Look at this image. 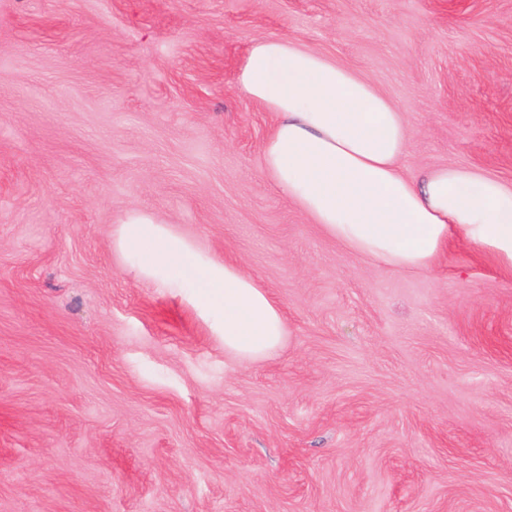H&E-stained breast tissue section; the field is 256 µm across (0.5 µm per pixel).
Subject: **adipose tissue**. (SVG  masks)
<instances>
[{
    "instance_id": "ef3b65f1",
    "label": "adipose tissue",
    "mask_w": 512,
    "mask_h": 512,
    "mask_svg": "<svg viewBox=\"0 0 512 512\" xmlns=\"http://www.w3.org/2000/svg\"><path fill=\"white\" fill-rule=\"evenodd\" d=\"M235 88L276 116L262 146L263 177L355 256L424 272L456 239L512 270V185L455 166L405 174L403 114L349 67L259 37ZM116 245L140 277L184 290L226 352L252 362L281 347V311L237 264L197 253L140 212L120 222Z\"/></svg>"
}]
</instances>
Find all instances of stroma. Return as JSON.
<instances>
[{
	"mask_svg": "<svg viewBox=\"0 0 512 512\" xmlns=\"http://www.w3.org/2000/svg\"><path fill=\"white\" fill-rule=\"evenodd\" d=\"M512 185V0H0V512H512V271L354 256L261 176L259 37ZM149 213L269 293L241 362L114 243Z\"/></svg>",
	"mask_w": 512,
	"mask_h": 512,
	"instance_id": "35a3bbf8",
	"label": "stroma"
}]
</instances>
